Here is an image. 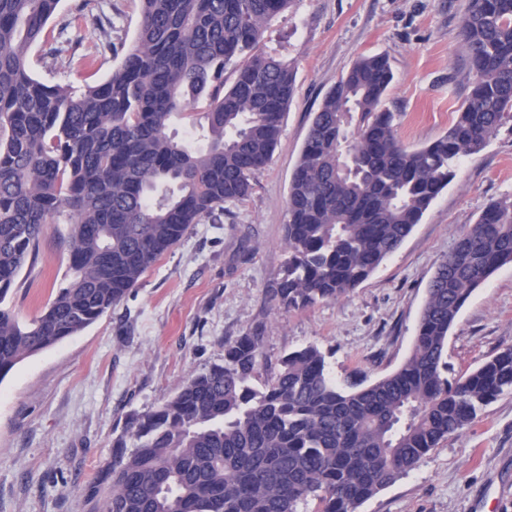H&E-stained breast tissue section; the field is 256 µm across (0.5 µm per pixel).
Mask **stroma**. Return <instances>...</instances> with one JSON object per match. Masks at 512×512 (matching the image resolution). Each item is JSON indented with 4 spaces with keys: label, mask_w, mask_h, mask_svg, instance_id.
Instances as JSON below:
<instances>
[{
    "label": "stroma",
    "mask_w": 512,
    "mask_h": 512,
    "mask_svg": "<svg viewBox=\"0 0 512 512\" xmlns=\"http://www.w3.org/2000/svg\"><path fill=\"white\" fill-rule=\"evenodd\" d=\"M467 0H294L264 33L268 51L294 62L296 92L270 163L252 195L220 224H195L126 299L79 335L25 358L0 380V512H95L116 437L180 383L224 361V341L263 325V367L314 343L336 381H375L409 356L428 284L454 240L491 201L512 196V120L478 154L464 157L448 187L401 246L366 281L336 300L275 308L270 296L288 259L291 177L312 117L361 56L383 54L395 78L385 106L404 145L442 136L471 79L460 26ZM114 43L132 44L139 0H88L79 42L30 53L47 84L104 80ZM94 54L93 68L79 55ZM68 227L46 225L35 265L10 293L19 320L36 316L68 281ZM512 346V265L476 288L448 335V378L470 373ZM358 512H512V393Z\"/></svg>",
    "instance_id": "stroma-1"
}]
</instances>
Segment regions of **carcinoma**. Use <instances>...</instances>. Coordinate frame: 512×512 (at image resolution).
Wrapping results in <instances>:
<instances>
[{
	"label": "carcinoma",
	"instance_id": "obj_1",
	"mask_svg": "<svg viewBox=\"0 0 512 512\" xmlns=\"http://www.w3.org/2000/svg\"><path fill=\"white\" fill-rule=\"evenodd\" d=\"M294 0H141L133 44L81 89L31 75L55 52L60 0H0V379L119 305L194 224H221L271 160L296 90L265 52ZM472 79L448 131L411 149L384 108L382 54L360 57L325 95L288 193V260L274 306L346 295L394 253L456 175L512 118V0H468ZM236 73L227 87L224 73ZM188 120V138L169 133ZM205 145L197 147L194 138ZM46 224H66L71 278L28 322L7 302ZM512 264V198L491 202L431 279L413 349L390 375L341 385L314 344L254 386L263 328L224 340V363L186 380L116 438L99 512H317L357 508L512 392V346L453 381L448 333L471 292ZM132 444H127V440Z\"/></svg>",
	"mask_w": 512,
	"mask_h": 512
}]
</instances>
